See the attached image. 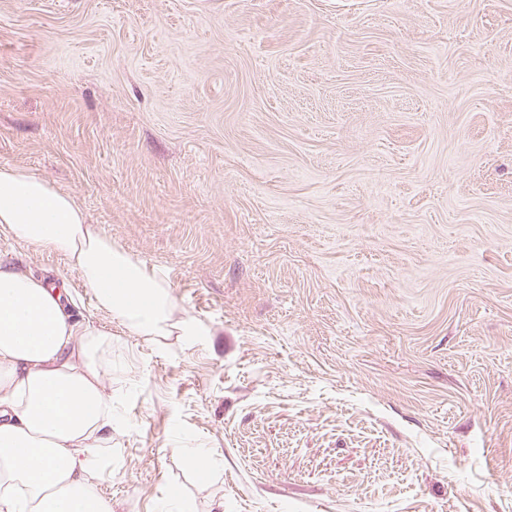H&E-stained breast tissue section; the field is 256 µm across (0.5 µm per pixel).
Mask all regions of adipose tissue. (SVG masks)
Wrapping results in <instances>:
<instances>
[{"instance_id":"adipose-tissue-1","label":"adipose tissue","mask_w":512,"mask_h":512,"mask_svg":"<svg viewBox=\"0 0 512 512\" xmlns=\"http://www.w3.org/2000/svg\"><path fill=\"white\" fill-rule=\"evenodd\" d=\"M0 235L78 269L95 307L151 343L196 335L160 271L90 224L67 191L0 166ZM112 333L77 317L66 282L0 259V512H112Z\"/></svg>"}]
</instances>
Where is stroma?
<instances>
[{
	"instance_id": "stroma-1",
	"label": "stroma",
	"mask_w": 512,
	"mask_h": 512,
	"mask_svg": "<svg viewBox=\"0 0 512 512\" xmlns=\"http://www.w3.org/2000/svg\"><path fill=\"white\" fill-rule=\"evenodd\" d=\"M0 165L198 330L0 239L112 332V512H512V0H0ZM180 454L183 461L194 470L199 480L205 481L209 478V461L202 448L182 449Z\"/></svg>"
}]
</instances>
